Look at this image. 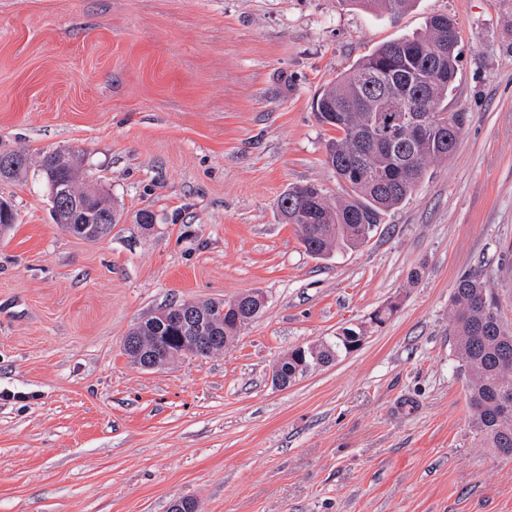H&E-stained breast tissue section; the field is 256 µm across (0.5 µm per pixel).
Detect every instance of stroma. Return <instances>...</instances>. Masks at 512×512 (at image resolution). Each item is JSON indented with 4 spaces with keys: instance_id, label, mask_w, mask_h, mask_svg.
Instances as JSON below:
<instances>
[{
    "instance_id": "obj_1",
    "label": "stroma",
    "mask_w": 512,
    "mask_h": 512,
    "mask_svg": "<svg viewBox=\"0 0 512 512\" xmlns=\"http://www.w3.org/2000/svg\"><path fill=\"white\" fill-rule=\"evenodd\" d=\"M445 13L448 109L469 121L368 243L318 258L276 209L343 189L312 101ZM79 152L123 216L106 238L0 181V512H512V460L470 425L448 332L480 269L512 327V19L496 0L378 15L338 0H0V152ZM156 214L152 229L135 220ZM419 279H411V272ZM257 291L223 353L134 365L125 336L173 301ZM396 304L376 325L375 311ZM345 328L363 345L285 389L274 364Z\"/></svg>"
}]
</instances>
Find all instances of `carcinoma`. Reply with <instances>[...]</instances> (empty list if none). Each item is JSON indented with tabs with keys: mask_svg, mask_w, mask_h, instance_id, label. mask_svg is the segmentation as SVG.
<instances>
[{
	"mask_svg": "<svg viewBox=\"0 0 512 512\" xmlns=\"http://www.w3.org/2000/svg\"><path fill=\"white\" fill-rule=\"evenodd\" d=\"M352 6L380 13L396 14L416 0H343ZM458 21L447 14H432L419 33L388 41L341 71L324 85L313 101L318 122L333 128L336 136L326 144L327 164L344 189V196L332 201L314 183L292 185L277 199L284 224H293L300 242L314 256L324 257L340 250L355 249L368 242L381 215L403 205L423 183L428 167L448 159L455 151L468 113L448 111V95L459 71ZM423 100L428 128L418 136L405 128L390 141L382 136L396 117ZM80 169L79 154L64 151L44 153L37 173L48 196L65 188L70 199L88 200L107 223H90L82 210L64 214L53 210L51 217L69 230L84 225L82 238L98 240L109 235L121 222L122 212L104 192L86 182V174L70 173L68 164ZM30 167L20 151L0 153V180L9 181ZM449 335L467 380V400L472 424L483 436L486 447L497 455L512 449V414L501 410V400L512 397V329L502 321L499 303L484 278L483 270L462 275L451 295ZM203 316L198 326L183 327L173 317L170 304L143 317L126 336L135 340L136 353L126 352L134 364L136 356L151 358L159 367L175 353L186 352V336H221L205 351H189L208 357L240 334L242 326L224 313V302H197ZM309 364L328 363L346 351L342 339L314 348Z\"/></svg>",
	"mask_w": 512,
	"mask_h": 512,
	"instance_id": "cac0c4a2",
	"label": "carcinoma"
}]
</instances>
